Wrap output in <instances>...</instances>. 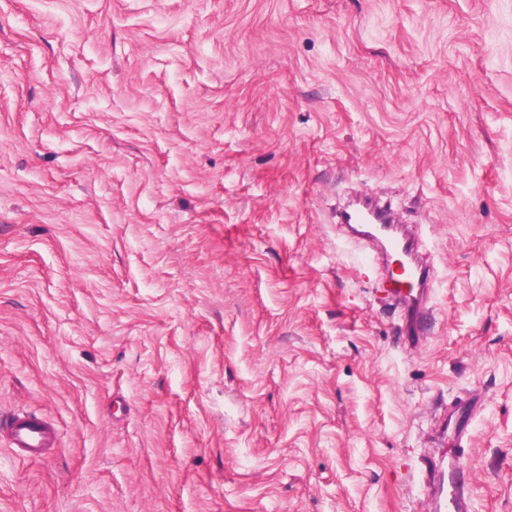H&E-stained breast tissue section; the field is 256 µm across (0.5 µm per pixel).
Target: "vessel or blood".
Wrapping results in <instances>:
<instances>
[{"mask_svg": "<svg viewBox=\"0 0 512 512\" xmlns=\"http://www.w3.org/2000/svg\"><path fill=\"white\" fill-rule=\"evenodd\" d=\"M340 221L352 237L374 252L378 291L400 309L407 344L419 345L424 339V311L433 277L416 233L398 222L391 205L368 200L345 208ZM0 428L26 460L40 459L56 439L51 425L27 414L13 416ZM462 457L461 449L452 441L447 452L433 462L427 486L433 512H471L472 494L462 470Z\"/></svg>", "mask_w": 512, "mask_h": 512, "instance_id": "b4317fda", "label": "vessel or blood"}]
</instances>
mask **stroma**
I'll list each match as a JSON object with an SVG mask.
<instances>
[{"instance_id":"35a3bbf8","label":"stroma","mask_w":512,"mask_h":512,"mask_svg":"<svg viewBox=\"0 0 512 512\" xmlns=\"http://www.w3.org/2000/svg\"><path fill=\"white\" fill-rule=\"evenodd\" d=\"M425 221L426 337L336 222ZM512 512V0H0V512ZM469 417L465 410L456 407L442 421L443 434L453 423L456 442L448 440V451L433 462L431 478L427 486V498L433 512H471L472 494L462 470L463 448H456L468 427ZM11 445L25 460L40 459L45 448L53 446L55 429L43 420L28 414H19L9 419L3 426Z\"/></svg>"}]
</instances>
